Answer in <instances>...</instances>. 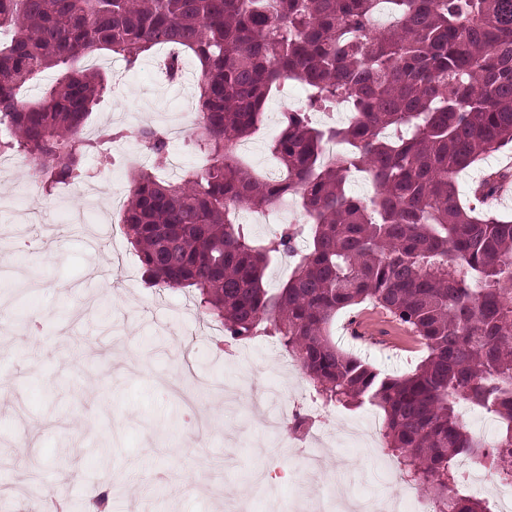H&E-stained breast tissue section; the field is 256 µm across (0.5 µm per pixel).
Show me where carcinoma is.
<instances>
[{"instance_id": "carcinoma-1", "label": "carcinoma", "mask_w": 512, "mask_h": 512, "mask_svg": "<svg viewBox=\"0 0 512 512\" xmlns=\"http://www.w3.org/2000/svg\"><path fill=\"white\" fill-rule=\"evenodd\" d=\"M382 11L395 22L375 29ZM1 28L0 155L28 156L49 188L81 182L83 154L105 158L114 141L110 129L84 138L109 84L89 57L133 69L174 47L171 79L180 56L194 57L192 135L206 163L162 179L164 136L138 132L154 163L132 172L121 222L147 284L196 291L227 344L274 338L320 405L380 410L384 447L432 512H491L460 487L457 465L512 483V220L464 206L457 176L512 146V0H0ZM48 69L57 77L22 105ZM289 81L307 96L280 113L270 180L236 145ZM338 105L344 123L313 125ZM331 142L344 149L328 158ZM353 172L370 197L347 192ZM510 177L490 173L478 192L493 197ZM286 195L312 223L253 238L240 211ZM276 255L293 271L272 292L263 279ZM366 301L426 348L413 372L383 375L333 342L336 314ZM464 405L494 418L493 441L466 428Z\"/></svg>"}]
</instances>
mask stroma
I'll list each match as a JSON object with an SVG mask.
<instances>
[{
	"label": "stroma",
	"mask_w": 512,
	"mask_h": 512,
	"mask_svg": "<svg viewBox=\"0 0 512 512\" xmlns=\"http://www.w3.org/2000/svg\"><path fill=\"white\" fill-rule=\"evenodd\" d=\"M158 60L150 55L129 71L124 62L103 58L111 83L87 126L122 130L114 149H141L126 113L159 128L176 120L194 95V58H185L174 83L162 78ZM303 98L295 84L270 98L247 140L255 149L252 168L269 160L281 112ZM83 164L88 178L66 195L57 188L45 192L40 177L19 166L12 196L51 216L94 202L105 208V225L119 224L120 209L107 201L123 197L133 163L87 154ZM497 170L512 171V147L483 156L459 175L462 201L475 202L477 183ZM21 236L44 244L18 258L20 275L35 279L36 288L0 283V512H27L36 498L80 503L105 488L112 491L110 512H221L232 501L268 512L265 493L250 481L260 467L274 485L278 512H297L299 497L309 496L311 483L324 476L302 482L298 449L265 453L274 436L262 428L264 412L254 401L270 395L288 414L311 406L305 376L276 343L261 338L235 355L219 354L212 323L190 292L148 287L124 234L94 246L62 223L49 232L0 215V253H10L11 240ZM360 318L374 326L376 338L353 333ZM331 331L338 345L385 374L411 372L426 356L424 346L367 302L338 313ZM371 412L367 404L333 410L322 460L354 491L421 501L417 488L381 476L393 463L380 435L367 448L341 442L344 430ZM105 441L111 448L106 458L97 453Z\"/></svg>",
	"instance_id": "1"
}]
</instances>
